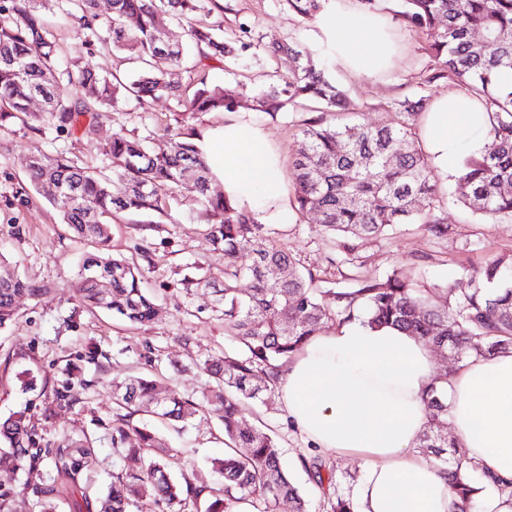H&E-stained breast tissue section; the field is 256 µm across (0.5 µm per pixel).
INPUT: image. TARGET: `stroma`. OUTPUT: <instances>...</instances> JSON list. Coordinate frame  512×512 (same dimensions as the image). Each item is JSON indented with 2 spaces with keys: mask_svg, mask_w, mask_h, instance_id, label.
Wrapping results in <instances>:
<instances>
[{
  "mask_svg": "<svg viewBox=\"0 0 512 512\" xmlns=\"http://www.w3.org/2000/svg\"><path fill=\"white\" fill-rule=\"evenodd\" d=\"M218 3L213 20L223 23L226 40L246 43L247 48L235 58L210 61L205 75L211 84L239 81L247 89H263L281 68L280 61L264 54V46L292 41L315 49L323 43L316 22L300 21L285 0ZM397 9L395 0H382L379 15L397 47L387 70L353 78L338 61L331 70L358 108L372 113L377 121L385 118L379 104L412 95L423 72L433 63L423 49L425 36L409 27ZM55 36L61 56L80 55L93 71L108 70L126 77L135 69L127 53L107 52L98 46L85 48L83 33L73 26L57 29ZM223 122V113L187 114L179 111L174 100L161 98L145 110L129 102L119 111L106 113L100 120V136L108 138L121 124L130 136L162 144L167 129L184 126L199 131ZM42 154H62L97 169L103 165L102 156L89 151L78 137L48 125L33 128L26 116L15 115L0 125V257L17 265L20 274L40 290L38 296L19 297L15 321L0 329V422L21 412L40 416L44 385L59 383L60 369L68 362L82 367L85 378L96 379L97 384L83 391L80 404L58 409L53 419L45 422L51 436L92 429L96 418L111 419L116 411L113 384L143 368L149 355L156 359L165 384L184 397L202 398L209 381L200 374L198 363L223 356L231 341L224 334L216 294L224 285V254L208 240L207 219L194 184L177 187L162 215L120 214L112 220V253L137 264L145 287L157 294L154 321L130 325L110 312L80 305L76 295L80 264L95 252L96 245L73 237L62 224L58 209L29 185L26 160ZM457 174L453 166L437 177L445 192L443 211L450 226L444 238L431 236L420 225L403 224L384 235L359 241L355 262L347 264L336 262V240L317 224L315 216L284 226L265 225L263 235L292 254L328 288L348 287L354 276L383 279L401 265L414 263L421 283H445L460 292L467 286L469 273L488 257L512 252V223L471 219L448 195ZM200 277L208 280V287L184 288V279ZM93 347L104 355L99 371L84 360ZM254 414L275 432L284 469L314 506H322L323 491L301 469V458L316 455L334 465L336 491L353 493L362 476L359 461L337 456L330 448H312L291 425L281 398L256 405ZM165 434L188 469L205 468L208 460L224 451L219 424L207 408L201 409L185 430L173 425ZM134 465V460L115 456L108 436H101L95 448L89 494H97L110 484L113 472Z\"/></svg>",
  "mask_w": 512,
  "mask_h": 512,
  "instance_id": "1",
  "label": "stroma"
}]
</instances>
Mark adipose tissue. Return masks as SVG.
I'll list each match as a JSON object with an SVG mask.
<instances>
[{"label":"adipose tissue","mask_w":512,"mask_h":512,"mask_svg":"<svg viewBox=\"0 0 512 512\" xmlns=\"http://www.w3.org/2000/svg\"><path fill=\"white\" fill-rule=\"evenodd\" d=\"M351 76L388 68L394 45L373 13L343 9L318 21ZM469 94L436 97L422 118L432 167L447 168L459 146L485 125ZM211 173L238 208L262 223H294L281 151L248 112H228L221 126L198 135ZM435 375L429 347L395 327L355 321L319 333L283 366L280 394L298 429L317 448L360 460L357 512H454L447 475L416 447L429 421L424 390ZM448 419L468 464L512 481V351L474 356L448 376Z\"/></svg>","instance_id":"1"}]
</instances>
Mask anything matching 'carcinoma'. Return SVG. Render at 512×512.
Masks as SVG:
<instances>
[{
  "mask_svg": "<svg viewBox=\"0 0 512 512\" xmlns=\"http://www.w3.org/2000/svg\"><path fill=\"white\" fill-rule=\"evenodd\" d=\"M49 2L0 0V121L24 114L79 135L111 162L107 174L63 155H43L29 170L31 184L60 209L69 231L99 247L81 263L80 302L130 324L154 320L155 296L143 287L140 269L111 253L109 219L122 212L160 214L169 193L191 181L208 215L209 240L224 252V333L236 342L224 360L200 366L215 382L200 401L145 375L115 386L116 405L127 413L116 415L110 425L98 418L96 425L111 430L116 455L137 458L141 466L113 476L95 512H232L246 502L261 504L260 512H277L284 501L293 512H310L308 500L281 465L276 438L250 422L249 406L275 395L284 362L330 323L397 326L438 352L453 351L459 363L512 349V254L498 255L470 275L468 288L455 299L447 285H420L413 264L384 280L361 278L351 288H324L312 272L297 270L291 254L266 243L259 214L240 210L211 191L212 173L195 134H174L168 148L132 139L122 127L106 143L98 140L101 112L117 110L129 97L142 108L160 96L171 97L188 113L246 107L274 117L286 108L298 114L291 165L296 209L317 214L319 224L337 234V246L349 255L352 241L376 237L394 224H421L437 238L448 236L440 190L420 139L427 87L442 82L481 102L493 145L489 152L463 159L456 179L458 201L473 215L512 222V82L502 81L512 73V0H399L405 23L431 37L424 50L434 65L413 96L383 106L392 115L388 123L365 119L331 78L329 57L293 42L272 47L273 55L288 58V72L253 96L245 97L238 84H208L201 76L206 62L235 57V46L199 21L189 29L198 58L188 66L179 43L165 46L158 38L157 18L208 15L217 0H111L104 18L97 0H65L61 16L86 33V42L100 41L98 29L105 27L109 48L129 53L137 64L129 81L96 74L77 57H62L55 25L45 14ZM285 2L301 20L311 21L325 0ZM63 85L75 93L61 94ZM34 96L44 103L38 113L28 112ZM116 181L122 185L118 192L113 190ZM38 292L0 262V328L15 320L17 297ZM62 373L67 379L52 389L45 417L54 407L80 403L81 392L89 387L79 368L67 363ZM445 383L447 377H439L426 391L429 421L420 447L447 472L459 498L456 512H474L489 483L476 479V467L448 459L456 443L443 434L448 428ZM206 406L222 425L224 455L211 459L207 471L193 469L174 480L169 469L177 464L178 451L133 416L187 423ZM94 441L85 431L49 441L24 415L0 423V466L24 471L18 489L0 491V510L16 493L31 494L38 512H57L58 501L73 502L77 496L91 507L84 477L93 466ZM300 466L319 488L332 483L320 458L303 457ZM355 509L352 497L325 493V512Z\"/></svg>",
  "mask_w": 512,
  "mask_h": 512,
  "instance_id": "cac0c4a2",
  "label": "carcinoma"
}]
</instances>
